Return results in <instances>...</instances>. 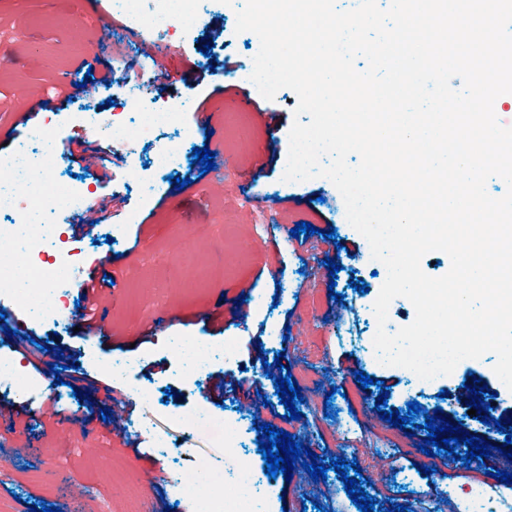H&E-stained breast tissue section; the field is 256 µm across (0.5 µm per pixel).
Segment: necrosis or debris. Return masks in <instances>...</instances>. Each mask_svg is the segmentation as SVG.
Segmentation results:
<instances>
[{
    "label": "necrosis or debris",
    "instance_id": "obj_1",
    "mask_svg": "<svg viewBox=\"0 0 512 512\" xmlns=\"http://www.w3.org/2000/svg\"><path fill=\"white\" fill-rule=\"evenodd\" d=\"M200 0H112L113 13L134 20L162 18L189 30L198 14ZM32 139L42 148L41 156L26 151L0 154V214L17 216L21 228L10 231L15 247L0 242V288L43 321L59 322L67 310V280L60 267L45 260L48 240H61L55 225L39 222V215L58 207L82 211L81 191L60 181L56 127L46 121ZM189 428L210 434L222 447H238L242 432L231 420L220 419L205 408L183 415ZM256 473L244 461L233 462L229 471L189 461L179 475L183 495L195 503V512H254L251 488Z\"/></svg>",
    "mask_w": 512,
    "mask_h": 512
}]
</instances>
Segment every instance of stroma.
Instances as JSON below:
<instances>
[{"label":"stroma","instance_id":"stroma-1","mask_svg":"<svg viewBox=\"0 0 512 512\" xmlns=\"http://www.w3.org/2000/svg\"><path fill=\"white\" fill-rule=\"evenodd\" d=\"M244 0H201L195 23L187 32H166L162 21H149L153 38L168 48L169 70L155 73L140 56L130 21L115 16L109 33L98 31L92 14H74L66 0H0V144L13 151L27 143L47 115L58 118L57 139L66 145L76 137L72 117L77 112L100 115L93 145L103 158L119 153L110 183H101L100 166L63 159L61 176L80 175L88 200L117 192L127 201L123 211L110 213L87 228L77 216L57 210L50 223L58 225L65 240L79 253L67 279L68 316L62 323L35 320L12 297L0 296L5 327L22 321L28 342L15 344L0 331V352L21 361L26 373L43 380V371L64 359L86 373V380H71L60 371L59 383L29 393L0 391V512H31L33 505H53L60 512H193L175 483L183 462L180 452L224 464L225 451L205 434L171 419L174 411L207 407L220 418L243 425L246 436L235 451L261 475L257 497L263 512H358L335 470L326 480L313 481L303 467L292 479H269L258 451L261 423L292 434L319 454L322 464L342 457L357 460L370 486L377 512L392 504L407 512H472L469 496L460 492L463 479H449L455 455L427 456L420 447L427 437L422 425L441 411L451 423L497 445L493 456L481 458L477 483L488 500L489 512H512V489L494 477L506 459L499 450L504 433L480 423L469 414L459 394L463 385L480 377L491 390L484 397L494 417L512 420V391L493 372L495 357L485 354L458 365L443 380L417 383L396 368L379 363L371 341L378 325L373 304L387 276L385 265L367 262L364 239L341 220L343 200L329 179L288 183L283 161L289 152L288 132L294 120L295 94L280 90L273 100H261L282 136L276 152L253 166L252 155L263 148L265 136L255 131L250 147L237 148L235 138L249 130L248 115L235 112V86L252 89L246 74L253 69L258 37L236 33V11ZM224 24L220 57L227 66L211 65L194 50L210 34L214 21ZM123 53L131 64L128 78L98 87L91 95L63 100L58 89L84 82L82 61L106 63ZM205 70L198 86L185 76L193 64ZM138 99L129 102V91ZM220 112L224 124L213 134L195 123L197 106ZM179 107V123L150 129L137 143L113 140L107 131L115 119L134 110ZM181 149L179 163L169 174H155L156 153L168 146ZM223 151L214 170L200 175L192 166L197 148ZM187 179L174 188L170 177ZM308 219L317 232L304 243L268 241L279 230H291ZM333 238H326V230ZM187 244L190 263H182L169 247ZM248 243L245 257L235 265L224 262V248L235 241ZM342 266L331 275L327 260ZM95 269L116 280L115 290H104L101 313L106 334L86 337L78 330L79 303L83 301L80 273ZM368 293H359V285ZM343 302H335V294ZM251 311L248 324L232 314L236 297ZM168 309L172 322L153 331L149 320L158 309ZM173 336L205 337L221 345L231 337L239 342L232 364L216 358L202 375L180 372L169 347ZM115 358L137 362L133 384H111L105 370ZM281 360L298 383L303 404L300 419H290L276 393L275 379L265 373L264 361ZM374 378L361 388L356 372ZM248 385L237 386L239 375ZM99 389L92 404L80 403L77 394L90 381ZM152 391L158 402L152 421H145L136 388ZM388 391L387 407L406 413L409 402H419L414 418L416 434L382 420L375 408L381 391ZM163 435L168 449L154 447L153 435ZM430 467L423 475L421 467Z\"/></svg>","mask_w":512,"mask_h":512}]
</instances>
